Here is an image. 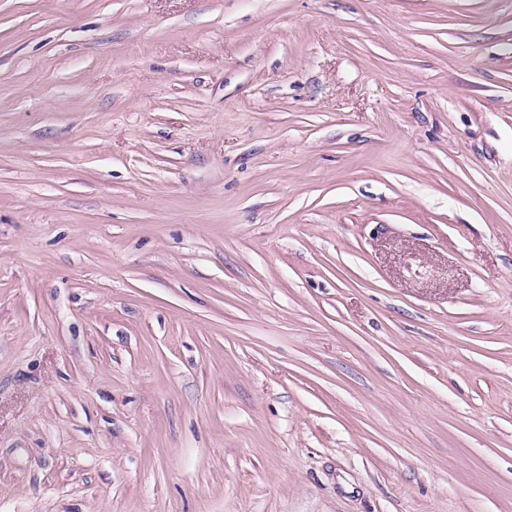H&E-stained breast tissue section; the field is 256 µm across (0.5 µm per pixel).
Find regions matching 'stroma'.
Masks as SVG:
<instances>
[{
  "mask_svg": "<svg viewBox=\"0 0 512 512\" xmlns=\"http://www.w3.org/2000/svg\"><path fill=\"white\" fill-rule=\"evenodd\" d=\"M0 512H512V0H0Z\"/></svg>",
  "mask_w": 512,
  "mask_h": 512,
  "instance_id": "1",
  "label": "stroma"
}]
</instances>
